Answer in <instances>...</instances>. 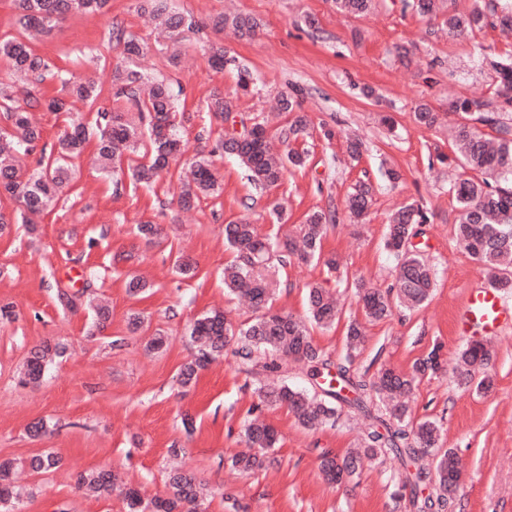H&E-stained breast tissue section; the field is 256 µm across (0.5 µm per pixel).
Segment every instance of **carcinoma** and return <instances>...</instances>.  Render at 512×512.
I'll return each instance as SVG.
<instances>
[{"label":"carcinoma","mask_w":512,"mask_h":512,"mask_svg":"<svg viewBox=\"0 0 512 512\" xmlns=\"http://www.w3.org/2000/svg\"><path fill=\"white\" fill-rule=\"evenodd\" d=\"M27 29L43 30L56 26L74 14H91L104 9L108 0H11ZM143 9L162 20L165 27L175 31L193 23L184 16L166 11L163 0H143ZM336 8L351 15L368 12L373 0H334ZM417 13L429 20L439 17L438 0H414ZM485 14L478 5L467 13L454 10L442 18L448 36L459 37L479 26ZM231 23L242 37H252L259 28L258 21L249 15H236L231 20L221 19L217 25ZM479 64L490 67L497 77L493 101L465 100L453 105L455 120L450 126V139L455 147L453 161L472 173L457 182L452 193L458 210L455 225L457 240L461 241L473 259L486 271L488 283L498 293L512 291V55L495 56L477 51ZM0 60L7 62L16 74L35 73L45 67L21 37L0 38ZM115 96L124 97L138 108L139 123L119 110H97L94 122L73 123L50 147L41 148L38 173L29 174L14 163L15 153L34 149L42 139V130L33 124L20 106L8 104L10 97L3 94V108L11 122L10 129L0 130V191L20 204V216L26 222L42 215L56 195L69 186L67 160L80 155L87 145L94 144L102 169L111 175L128 174L136 184L149 187L164 172H169L170 161L182 150V140L176 129V107L169 85L163 80L142 88L143 76L136 70L115 66L112 71ZM70 98L95 104L99 87L90 81H72L68 84ZM282 110L292 113L288 125L279 132L285 144L309 136L307 116L296 111V102L290 96L281 100ZM208 111L217 119H225L234 111V101L216 91L208 104ZM415 121L423 126L437 124L438 115L427 104L414 112ZM490 129L487 134L484 129ZM215 150L236 158L250 172L253 183L262 188L277 185L286 165L301 168L307 161V152L294 149L275 155L270 149L265 124L255 122L237 136H220ZM141 152L150 158L147 163L124 164L125 152ZM192 182L181 186L178 204L183 209L196 207L202 198L220 192V184L211 170L208 158L201 156L194 163ZM373 197L371 184H357L347 200L348 217L360 222L367 215ZM334 216L323 210L307 215L305 223L294 238L280 241L261 236L255 225L245 219L224 225V245L236 254L235 262L224 269V286L246 298L256 316L247 324L235 325L225 313L213 311L196 319L190 336L200 344L198 355L183 365L179 378L187 386L212 362L224 354L230 345L237 346V354L250 361L257 352L265 355L263 368L274 373L279 360L289 358L307 363L327 365L313 343V327L330 328L340 321V310L335 299L323 288H308L307 318L272 309L274 264L283 265L292 258L302 262H321L328 270L336 269V260L323 254V239ZM430 222L428 212L412 203L401 206L387 224L385 245L399 257L395 269L393 291H384L361 280L354 282L355 294L364 316L370 322L391 317L396 306L414 310L430 299L435 273L419 248L410 245L420 234L419 226ZM365 342L360 323H350L345 335V353L334 365L333 376L328 377L316 368L312 372L313 390H302L282 385L261 386L256 389L260 403L274 404L288 409L297 422L315 429L336 420L345 412L368 422L360 447L343 456L326 452L322 455L321 471L332 475L330 482L341 483L357 471L362 458L375 459L390 455L398 459L404 472L399 478L400 490L409 491L408 506L412 512H448V506L460 487V471L452 449L444 447L442 428L429 418H415L404 403L391 408L381 404L393 400L397 394L412 392L427 372L441 369L440 349L436 345L426 358L415 363L410 373L382 368L370 377L368 372L354 368V360ZM65 353L60 345L46 343L30 352L24 370V381L40 382L47 367ZM491 354L480 340L467 342L460 352L459 385H476L480 390L490 387L486 367ZM245 443L251 453L231 459L232 466L241 472H252L274 461L271 454L277 447V430L255 417L244 427ZM61 459L53 453L32 456L28 467L37 473L58 468ZM14 462L0 461V508L14 499L11 473ZM431 484L434 491L425 494L423 487ZM79 485L97 497L117 494L125 512H203L199 487L193 475L174 471L167 480L168 491L163 496L144 500L139 489L119 485L111 472L89 470L79 475Z\"/></svg>","instance_id":"1"}]
</instances>
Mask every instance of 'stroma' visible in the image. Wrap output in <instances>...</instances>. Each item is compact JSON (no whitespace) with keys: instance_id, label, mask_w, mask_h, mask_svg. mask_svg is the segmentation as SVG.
<instances>
[{"instance_id":"stroma-1","label":"stroma","mask_w":512,"mask_h":512,"mask_svg":"<svg viewBox=\"0 0 512 512\" xmlns=\"http://www.w3.org/2000/svg\"><path fill=\"white\" fill-rule=\"evenodd\" d=\"M172 11L192 19L180 35L158 30L137 10V0H109L103 13L72 15L33 41L46 67L28 80H14L0 65V89L16 101L57 95L64 80L91 75L101 95L98 107L115 102L111 72L121 59L112 35L147 42L149 51L135 60L145 79L166 81L184 117L178 125L184 160L212 148L224 131L256 121L270 128L287 125L279 109L282 95H294L310 120L303 146L309 159L288 170L277 185L255 188L235 158L214 156L213 170L223 185L192 211L177 206L179 171L153 186H135L95 167L90 155L70 160V186L35 224L17 221L18 205L0 197V211L13 219L0 231V306H12V320L0 319V460L16 466L15 491L23 512H125L119 497L98 498L77 485L81 472L106 469L150 499L165 490L166 474L180 467L194 473L204 489L206 512H408L407 499L394 498L401 466L383 457L365 461L350 481L329 484L320 470L324 452L344 454L356 447L362 426L347 417L315 430L299 426L286 408L263 407L280 443L276 462L243 474L231 458L243 450L248 411L257 398L254 386L271 380L299 388L310 385L309 368L282 360L277 373L226 355L201 371L196 383L178 382L181 367L197 351L189 339L191 323L219 309L233 321L249 318L245 304L224 289V268L234 256L224 246V226L241 217L261 233L285 234L308 213H335L323 242L338 269L327 273L316 263L278 267L275 309L306 312V287L320 284L341 300L342 319H362L351 285L361 278L386 289L393 282L397 256L384 246L392 211L406 203L421 205L429 224L415 239L435 271L428 304L414 312H395L367 325V344L356 367L376 371L389 364L411 371L415 361L440 347L445 372L421 379L410 398L413 416L438 420L446 445L458 455L463 479L448 512H512V326L491 344L490 390L458 386L454 369L469 340L458 331L456 316L468 290L486 275L454 241L458 219L451 188L459 172L447 157L446 113L452 103L492 98L493 71L480 67L475 47L501 55L512 50L496 17L464 37L449 38L439 22H426L406 8L405 0H375L363 17L337 12L332 0H168ZM251 15L262 27L250 40L215 28L218 16ZM220 43L234 65L217 71L207 47ZM251 72L248 92L237 90V70ZM237 94L229 122L211 117L206 102L213 91ZM440 113L428 128L414 120L419 104ZM51 144L74 121L91 122L93 110L81 102L70 112L40 106L32 111ZM362 155L352 160L351 140ZM401 173L390 182L389 169ZM361 180L375 187L366 223H350L344 209L351 188ZM282 221H273L272 205ZM157 224L161 234L146 241L138 225ZM192 264L181 275L177 262ZM139 278L146 290L129 295L126 283ZM68 292L73 307L62 306ZM110 307L112 318L94 334V307ZM140 317L138 331L128 326ZM166 340L162 349L151 338ZM65 345L39 383L21 381L32 349ZM46 423L45 435L31 429ZM52 452L60 466L36 473L26 466L33 455Z\"/></svg>"}]
</instances>
